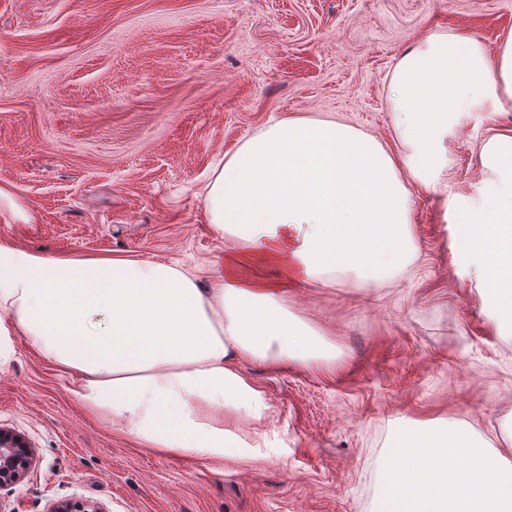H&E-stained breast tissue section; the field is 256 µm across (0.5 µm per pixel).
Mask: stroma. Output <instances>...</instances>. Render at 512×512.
Masks as SVG:
<instances>
[{"label":"stroma","instance_id":"stroma-1","mask_svg":"<svg viewBox=\"0 0 512 512\" xmlns=\"http://www.w3.org/2000/svg\"><path fill=\"white\" fill-rule=\"evenodd\" d=\"M489 49L512 0H0V244L51 258L160 260L209 282L233 247L205 188L250 137L328 118L395 147L390 77L435 31ZM512 111L476 102L448 128L436 189L409 172L419 257L382 288L289 286L336 344L331 366L243 363L269 405L261 458L198 462L139 447L19 334L0 365V428L33 463L5 512L79 499L101 512H373L394 424L457 419L512 462V330L458 247L483 200L479 154Z\"/></svg>","mask_w":512,"mask_h":512}]
</instances>
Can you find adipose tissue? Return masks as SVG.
I'll return each instance as SVG.
<instances>
[{
  "label": "adipose tissue",
  "instance_id": "obj_1",
  "mask_svg": "<svg viewBox=\"0 0 512 512\" xmlns=\"http://www.w3.org/2000/svg\"><path fill=\"white\" fill-rule=\"evenodd\" d=\"M396 148L327 119L266 126L209 184L210 224L235 241L212 287L160 261L46 258L0 246V363L25 336L70 373L73 395L140 446L204 460H252L265 439L241 424L268 405L238 368L337 354L288 306L296 279L381 288L416 259L408 169L425 189L448 166V126L475 101L512 108V36L489 52L468 32L432 33L395 66ZM481 205L460 249L496 319L512 324V131L485 142ZM257 262L278 282L248 276Z\"/></svg>",
  "mask_w": 512,
  "mask_h": 512
}]
</instances>
